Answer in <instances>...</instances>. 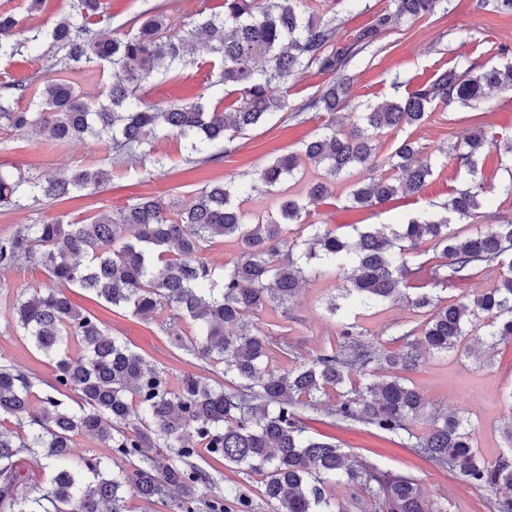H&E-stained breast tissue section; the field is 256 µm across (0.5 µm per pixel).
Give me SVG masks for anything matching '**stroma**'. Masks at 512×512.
Instances as JSON below:
<instances>
[{"mask_svg": "<svg viewBox=\"0 0 512 512\" xmlns=\"http://www.w3.org/2000/svg\"><path fill=\"white\" fill-rule=\"evenodd\" d=\"M391 4L392 0H340L335 6L338 41L351 40L375 13ZM499 44L512 48V15L476 9L475 0H451L447 11L383 35L375 46L353 61L348 69L353 106L340 112L339 118L347 124L356 122L355 105H375L407 96L457 64H502V57L495 52ZM60 56V50L45 41L20 55L1 57L0 73L38 85L56 78ZM204 80V70L193 67L182 70L174 80L160 75L152 80L144 100L150 105L193 102L204 94ZM332 80V75L313 68L306 70L287 84L286 111L275 113L263 125L240 135L232 142L231 153L220 160L194 167L185 161L183 140L173 136L159 140L156 145L157 152L167 158L165 168L159 170L150 163L116 154L107 140L56 144L2 127L0 169L27 176L98 165L110 170L111 179L103 188L68 202L42 198L27 201L22 208L0 206V237L11 234L21 224H40L59 217L80 221L147 195L172 198L186 205L207 183L252 178L274 157L300 150L320 133L324 113L306 109L305 104ZM296 109L300 110V117L290 118V111ZM475 113L498 139L512 138V93H495L470 109L437 106L410 132L380 136L379 155L387 157L408 135L430 151L447 148L461 137ZM510 162L511 154L496 149L488 152L481 173L492 202L481 209L475 223L458 225V232L467 235L476 225L493 224L512 216V203L502 192L512 180L506 171ZM466 181L464 171L451 160L435 170L422 195L399 197L373 209L351 207L347 200L349 184L342 181L332 199L310 205L307 220L331 225L343 233L352 224H394L414 215L432 213L433 203L445 201L453 189L464 187ZM50 284L42 268L24 260L10 271L0 273V359L28 375L39 395L49 392L54 367L16 329L11 305L17 292L39 290ZM335 284L332 277L306 284L292 304L288 338L303 357L319 354L338 332V319L327 309L328 300L336 294ZM67 294L74 303L96 310L112 333L121 336L135 351L161 363L171 376L206 369L205 361L171 349L165 337L154 333L151 324L129 313H116L96 305L79 289H68ZM422 319L421 313L404 302L361 309L356 315L357 324L365 332L387 336L395 324L416 325ZM410 378L430 406L457 413L467 421L472 444L483 459L492 463L506 453L502 429L512 416V342L497 344L485 362L462 352L425 355ZM304 423L310 434L336 443L353 461L370 462L411 475L427 496L446 505L447 512H489V492L473 489L448 470L414 455L396 438L362 424L339 426L311 413L305 414Z\"/></svg>", "mask_w": 512, "mask_h": 512, "instance_id": "35a3bbf8", "label": "stroma"}]
</instances>
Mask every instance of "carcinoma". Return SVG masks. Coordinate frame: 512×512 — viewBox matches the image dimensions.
<instances>
[{
  "mask_svg": "<svg viewBox=\"0 0 512 512\" xmlns=\"http://www.w3.org/2000/svg\"><path fill=\"white\" fill-rule=\"evenodd\" d=\"M393 2L395 9L378 13L343 43L336 40L334 8L320 10L308 0H223L224 11L201 10L197 19L178 24L157 4L131 18L120 36L104 40L93 29L108 19L103 0H76L81 21L63 17L48 27L22 29L15 14L0 12V57L44 40L64 50L58 76L43 86L0 84V127L55 143L106 137L114 149L159 168L166 158L154 152L155 141L175 135L187 141L186 162L217 160L212 147L287 108L274 89L313 66L340 75L297 109L327 114L323 134L298 152L275 157L250 183L207 184L184 208L145 196L80 222L23 224L0 238V271L24 259L54 283L31 295L19 292L12 309L16 325L55 368L53 393L36 405L29 377L0 363V512H123L131 492L166 502L169 512H197L210 485V476L191 462L202 453L260 477L259 499L270 512H345L330 494L338 482L363 512H447L413 477L348 462L335 443L308 433L305 412L392 435L416 456L492 492L491 512H512V455L493 464L481 459L463 420L427 413L428 403L405 376L426 353L461 347L478 357L483 348L512 340V219L465 237L450 230L452 221L473 218L487 203L479 163L494 138L475 120L442 151L470 179L439 212L399 224L355 225L352 240L326 224L305 222L306 203L331 197L336 182L355 172L362 178L348 193L354 207L419 195L439 161L408 136L381 162L378 137L419 126L440 103L471 107L492 91L512 92V62L451 68L404 98L367 106L359 124L342 129L336 113L347 101L353 60L382 35L448 10L450 0ZM476 8L512 13V0H476ZM194 54L212 61L209 86L240 94L239 105L226 109L221 96L208 106L141 108L153 75L179 76L176 65ZM103 61L110 79L103 100L92 106L68 73L78 64ZM28 95L30 106L20 108L17 100ZM304 159L322 169L307 183L305 198L284 200L279 220L249 219L239 198L275 190L301 173ZM110 179L103 167L69 176L14 177L0 170V204L18 207L31 196L62 200ZM293 224L310 229V237L289 239ZM226 238L237 242L240 254L219 271L205 252ZM491 269L499 270L494 287L472 299L450 301L436 292ZM425 270L429 289L414 285ZM333 275L341 279L342 300L329 302L333 314L404 299L427 318L400 327L397 350L344 322L336 340L307 360L255 322L266 310L288 319L302 284ZM65 287L150 323L168 311L167 321L158 324L168 345L206 361L212 375L185 372L172 383L164 367L133 351L93 311L75 305ZM184 322L192 333L182 329ZM73 345L83 357H70ZM277 356L295 358L296 366L279 372L272 366ZM423 420L427 429L415 431ZM77 433L95 437L111 454L71 459ZM21 453L43 462L44 484L27 482ZM210 509L256 512L260 504L228 484L224 493H214Z\"/></svg>",
  "mask_w": 512,
  "mask_h": 512,
  "instance_id": "1",
  "label": "carcinoma"
}]
</instances>
